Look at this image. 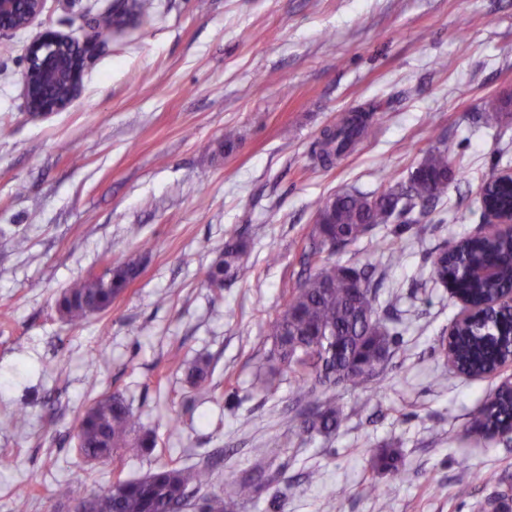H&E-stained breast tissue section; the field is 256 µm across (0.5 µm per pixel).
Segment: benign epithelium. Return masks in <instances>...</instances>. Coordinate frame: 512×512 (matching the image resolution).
Returning <instances> with one entry per match:
<instances>
[{
	"label": "benign epithelium",
	"instance_id": "benign-epithelium-1",
	"mask_svg": "<svg viewBox=\"0 0 512 512\" xmlns=\"http://www.w3.org/2000/svg\"><path fill=\"white\" fill-rule=\"evenodd\" d=\"M43 6L44 0H0V33L30 26ZM98 45L95 36L80 41L70 34L42 33L28 51L22 76L28 112L44 116L66 108L79 94L83 73ZM483 209L487 234L512 230V209L502 212L490 204Z\"/></svg>",
	"mask_w": 512,
	"mask_h": 512
}]
</instances>
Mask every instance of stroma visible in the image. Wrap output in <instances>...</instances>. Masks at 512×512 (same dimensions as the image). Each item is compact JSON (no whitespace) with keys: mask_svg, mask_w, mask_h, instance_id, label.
<instances>
[{"mask_svg":"<svg viewBox=\"0 0 512 512\" xmlns=\"http://www.w3.org/2000/svg\"><path fill=\"white\" fill-rule=\"evenodd\" d=\"M115 3L45 0L30 28L0 36V512L23 493L27 512H68L56 485L90 498L161 461L211 459L212 489L228 498L227 476L280 469L235 512H491L512 494V441L482 438L470 417L502 379L448 364L439 340L464 306L432 260L478 230L482 183L512 169V114L481 117L484 97L512 100V0H154L97 51L67 108L31 117L21 79L33 39L88 32ZM363 111L370 135L322 167L323 131ZM439 145L456 173L442 199L336 255L376 266L397 345L378 381L342 389L335 435L307 436L295 384L266 394L254 379L318 203L406 182ZM239 237L238 275L209 287L208 268ZM136 253L140 271L109 312L59 318L74 280ZM200 358L211 361L203 390L183 371ZM112 393L158 446L83 463L68 434ZM387 443L403 476L372 467Z\"/></svg>","mask_w":512,"mask_h":512,"instance_id":"stroma-1","label":"stroma"}]
</instances>
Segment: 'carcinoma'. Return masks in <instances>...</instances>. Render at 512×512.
Returning <instances> with one entry per match:
<instances>
[{
	"mask_svg": "<svg viewBox=\"0 0 512 512\" xmlns=\"http://www.w3.org/2000/svg\"><path fill=\"white\" fill-rule=\"evenodd\" d=\"M368 115L357 113L323 131L318 160L324 166L356 142L368 137ZM453 171L448 149L430 150L412 174L408 185L398 184L378 195L344 192L319 202L316 232L304 247L302 258L310 267L301 275L285 306L267 322L272 347L265 370L258 377L262 391L276 390L275 380H294L300 397L306 398L308 383L319 385L329 395L316 400L302 420L303 433L331 436L344 418L343 405L334 393L337 387L357 389L378 377L388 361L397 337L383 322L377 297L371 288L372 268H356L333 259L337 252L359 241L379 224L393 217L424 209L448 191ZM248 246L241 240L228 241L224 252L210 266L207 280L224 287L236 277ZM448 256V276L466 288L471 304L481 306L500 292L512 289V236L465 239L442 247ZM488 265L497 274L484 277ZM139 261L130 258L101 275L73 281L56 300L59 316L80 324L112 308L136 277ZM457 363L471 377H480L512 356V316L487 323L475 319L457 328L451 336ZM187 379L202 387L208 378V363L198 359L186 368ZM472 428L489 438L512 439V393L497 390L471 414ZM76 452L84 459L104 460L118 448H137L150 454L157 446L154 432L143 428L130 403L119 393L92 404L79 420L74 434ZM399 453L381 450L374 459L380 471L398 469ZM214 465L177 466L159 463L145 475L116 478L108 512H182L191 498L211 486ZM235 494L250 499L262 479L230 480ZM200 512H232L235 503L217 493L201 497Z\"/></svg>",
	"mask_w": 512,
	"mask_h": 512,
	"instance_id": "obj_1",
	"label": "carcinoma"
}]
</instances>
